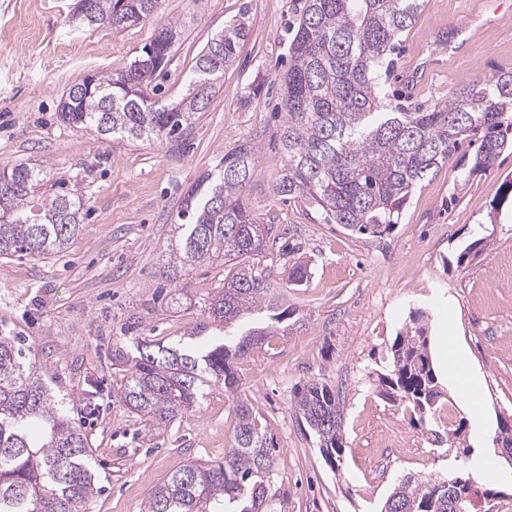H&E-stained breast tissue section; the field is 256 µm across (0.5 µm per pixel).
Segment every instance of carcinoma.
<instances>
[{
    "label": "carcinoma",
    "mask_w": 512,
    "mask_h": 512,
    "mask_svg": "<svg viewBox=\"0 0 512 512\" xmlns=\"http://www.w3.org/2000/svg\"><path fill=\"white\" fill-rule=\"evenodd\" d=\"M160 0H77L72 18L115 31L157 14ZM423 0H307L288 48L283 73L287 115L280 135L285 157L274 195L302 198L329 224L361 235L381 236L399 223L419 183L447 164L459 136L481 133L468 175L485 172L512 149V72L480 88L462 87L448 102L406 110L386 102L381 88L387 55L414 22ZM151 48L125 69L71 86L60 117L114 140L176 139L208 109L224 70L233 65L249 29L240 20L224 25L195 60L187 90L163 104L145 83L168 62L182 34L179 22L158 27ZM254 147L244 142L221 158L187 196L175 225L163 275L179 282L189 268L224 262L233 276L209 299L212 325L233 329L265 309L271 320L288 309L268 294V276L245 263L265 251L272 227L257 221L241 190L255 171ZM42 168L26 163L0 167V256L39 258L60 253L80 232V199L66 189L37 194ZM416 312L410 334L391 347L380 395L399 411L411 409L420 422L442 410L438 375L426 328ZM275 329H248L229 344L202 350L151 346L130 337L133 350L112 346V364L123 372L117 395L151 427L169 425L196 407L210 382L227 392L240 387L234 362L255 352ZM293 411L312 431L330 466L344 453L343 410L333 389L312 380L295 393ZM430 430L431 442H449L448 432ZM273 438L259 427L248 404L237 408L230 448L214 466L190 463L171 474L148 499V512H264L274 472ZM88 436L66 413L65 397L43 379L19 336H0V512H80L97 494ZM472 485L470 478L406 476L385 499L381 512H452L448 501Z\"/></svg>",
    "instance_id": "obj_1"
}]
</instances>
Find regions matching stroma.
<instances>
[{
    "instance_id": "1",
    "label": "stroma",
    "mask_w": 512,
    "mask_h": 512,
    "mask_svg": "<svg viewBox=\"0 0 512 512\" xmlns=\"http://www.w3.org/2000/svg\"><path fill=\"white\" fill-rule=\"evenodd\" d=\"M74 3L0 0V165H42L43 192L74 185L82 199L81 232L66 252L0 256V333L24 337L88 434L101 491L85 512H145L170 474L193 461H223L241 402L276 445L268 512H379L401 476L457 473L455 449L431 445L419 420L394 411L377 388L415 311L429 336H447L449 354L463 356V374L447 391L454 416L465 417L473 390L487 411L483 424L467 425L471 458L490 470L475 480L474 500L492 489L498 512H512V465L495 442L512 415V204L498 202L512 179V150L463 185L460 167L479 144L463 137L450 162L414 190L393 232L353 235L306 201L272 192L285 161L280 76L306 0H161L153 20L118 33L72 23ZM471 3L424 0L392 56V103L441 105L461 85L512 71V0H484L473 23ZM233 19L250 35L181 138L115 142L60 118L72 85L124 69L161 24L179 20L185 34L155 79L156 100H175L199 52ZM87 41L97 42L94 52H69ZM245 141L256 147V165L242 195L276 236L250 263L268 273L271 295L291 316L237 360V392L211 384L199 407L157 430L115 396L112 346L131 320L149 342H177L200 324L203 341L219 340L208 303L229 267H197L178 284L162 279L160 267L188 192ZM479 238L484 249L460 260ZM298 263L308 276L295 286L285 273ZM311 380L329 385L343 409L345 452L335 469L292 409L296 388Z\"/></svg>"
}]
</instances>
